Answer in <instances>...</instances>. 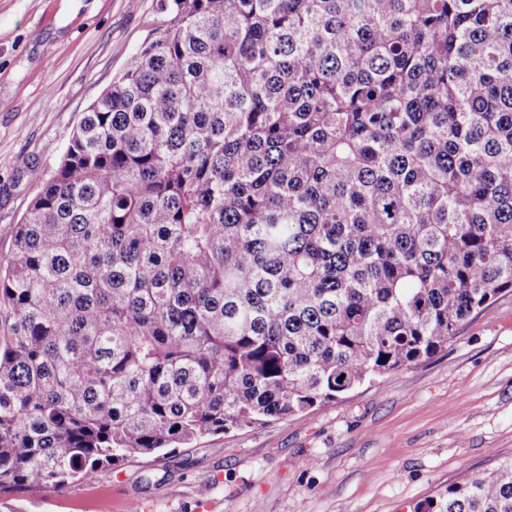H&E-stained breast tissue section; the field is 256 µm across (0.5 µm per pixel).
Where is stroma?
<instances>
[{
  "instance_id": "obj_1",
  "label": "stroma",
  "mask_w": 512,
  "mask_h": 512,
  "mask_svg": "<svg viewBox=\"0 0 512 512\" xmlns=\"http://www.w3.org/2000/svg\"><path fill=\"white\" fill-rule=\"evenodd\" d=\"M158 0H0V256L88 107L165 24ZM512 458V292L431 360L314 411L124 464L0 512H425Z\"/></svg>"
}]
</instances>
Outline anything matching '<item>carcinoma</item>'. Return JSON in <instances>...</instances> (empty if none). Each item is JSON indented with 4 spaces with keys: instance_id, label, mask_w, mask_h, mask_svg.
<instances>
[{
    "instance_id": "cac0c4a2",
    "label": "carcinoma",
    "mask_w": 512,
    "mask_h": 512,
    "mask_svg": "<svg viewBox=\"0 0 512 512\" xmlns=\"http://www.w3.org/2000/svg\"><path fill=\"white\" fill-rule=\"evenodd\" d=\"M0 257V495L287 419L512 291V0H159ZM428 512H512V459Z\"/></svg>"
}]
</instances>
